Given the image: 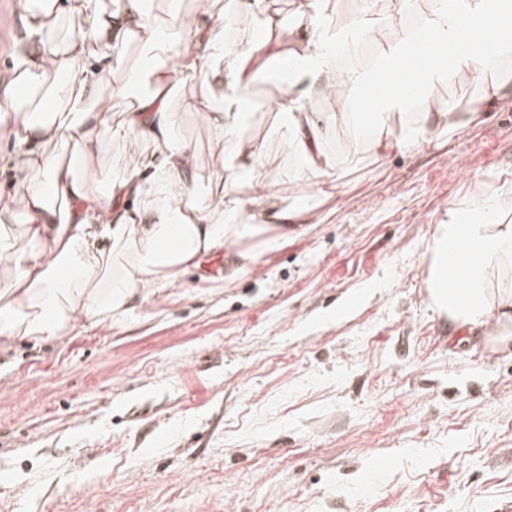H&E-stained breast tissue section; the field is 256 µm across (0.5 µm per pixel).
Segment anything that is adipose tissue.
I'll return each mask as SVG.
<instances>
[{
  "instance_id": "obj_1",
  "label": "adipose tissue",
  "mask_w": 512,
  "mask_h": 512,
  "mask_svg": "<svg viewBox=\"0 0 512 512\" xmlns=\"http://www.w3.org/2000/svg\"><path fill=\"white\" fill-rule=\"evenodd\" d=\"M377 0H352L343 23L331 21L329 0H307L284 22L268 0H247L261 15L264 36L230 41L221 21L187 19L171 10L160 21L143 0H27V43L13 66V99L0 113V127L17 152L7 166L18 190L0 196V267L9 281L0 287V341L43 340L82 321L102 324L124 315L136 293L166 286L197 267L202 257L253 237L259 225L288 228L309 221V210L270 202L258 171L262 142H242L237 132L248 114L244 98L254 81L280 66L287 87L277 112L291 133L297 179L335 184L336 163L322 142L329 127L374 138L396 117L418 106L422 125L405 124L388 148L410 150L441 128L459 130L479 118V108L459 111L436 88L458 79L481 84L487 102L512 94V84L491 75L512 56V0H436L417 10L414 0H389L398 27L366 59ZM138 44V71L151 83L146 95L110 84L117 48ZM417 47L425 56L406 67ZM384 86H377L378 76ZM216 85L220 111L206 96L191 97L219 161L204 196L187 191L196 169L195 150L175 136L167 101L173 82ZM327 102L309 108L312 98ZM125 104L121 122L112 104ZM138 134L149 151L112 176L107 193L96 188L102 135ZM76 141L85 171L48 153V145ZM262 203L261 212L248 205ZM495 203L476 199L466 220L457 210L438 225L427 251L424 281L434 309L462 326L489 328L499 348H512V224L496 220ZM475 250L462 282L448 271V256ZM121 254L113 262V254Z\"/></svg>"
}]
</instances>
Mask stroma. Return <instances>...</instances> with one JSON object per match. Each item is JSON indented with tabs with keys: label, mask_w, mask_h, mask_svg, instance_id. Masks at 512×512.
I'll return each mask as SVG.
<instances>
[{
	"label": "stroma",
	"mask_w": 512,
	"mask_h": 512,
	"mask_svg": "<svg viewBox=\"0 0 512 512\" xmlns=\"http://www.w3.org/2000/svg\"><path fill=\"white\" fill-rule=\"evenodd\" d=\"M25 0H0L12 77ZM232 16L243 0H183ZM240 134L267 145L271 194L320 219L267 225L129 311L0 346V512H496L512 500V351L429 305L426 252L449 209L489 198L512 221V96L480 124L400 153L332 129L335 197L292 175L277 80L250 85ZM176 86L168 110L216 160ZM146 140H104L99 187ZM252 261L239 267L236 251Z\"/></svg>",
	"instance_id": "1"
}]
</instances>
